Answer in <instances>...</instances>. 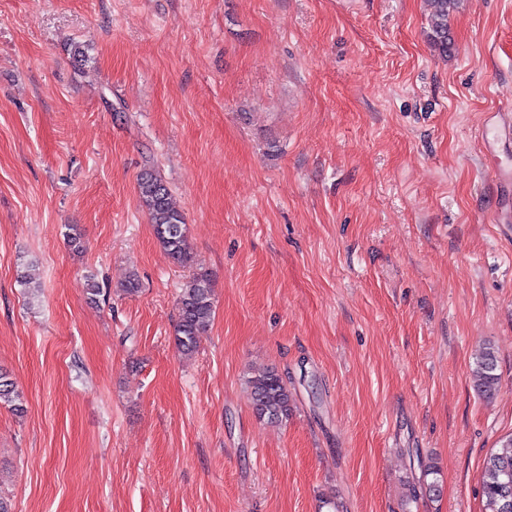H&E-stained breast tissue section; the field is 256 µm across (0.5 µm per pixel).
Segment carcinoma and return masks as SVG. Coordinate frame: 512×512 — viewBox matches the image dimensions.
Masks as SVG:
<instances>
[{
    "instance_id": "cac0c4a2",
    "label": "carcinoma",
    "mask_w": 512,
    "mask_h": 512,
    "mask_svg": "<svg viewBox=\"0 0 512 512\" xmlns=\"http://www.w3.org/2000/svg\"><path fill=\"white\" fill-rule=\"evenodd\" d=\"M454 0H427L431 38L442 53L448 52V13ZM141 206L148 212L153 233L172 262L186 268L193 265L188 245V227L182 210L175 204L164 181L152 171L144 170L137 183ZM214 313V288L206 272L193 273L178 299V320L174 340L185 355L196 352L199 337L209 327ZM497 358L487 349L476 363L478 389L492 397L499 383ZM255 416L268 423L288 419L293 409V395L288 381L274 369L254 372L246 381ZM8 405L18 414L24 412L19 394L9 376L0 372V405ZM484 512H500L505 500H512V436L490 453L483 462L481 485Z\"/></svg>"
}]
</instances>
